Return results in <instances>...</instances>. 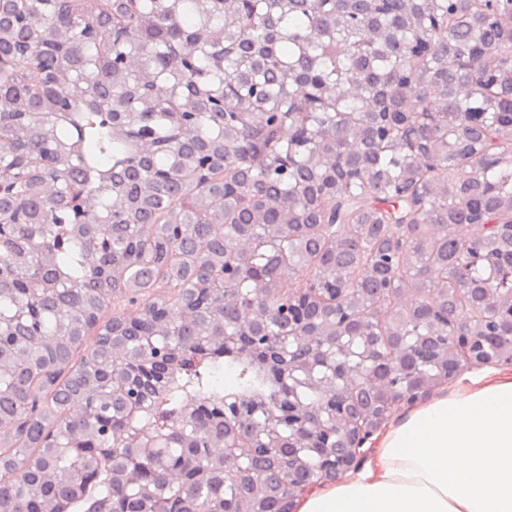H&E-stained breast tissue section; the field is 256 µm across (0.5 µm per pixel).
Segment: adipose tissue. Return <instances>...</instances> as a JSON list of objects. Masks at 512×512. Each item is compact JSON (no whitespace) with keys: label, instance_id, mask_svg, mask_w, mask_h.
Masks as SVG:
<instances>
[{"label":"adipose tissue","instance_id":"adipose-tissue-1","mask_svg":"<svg viewBox=\"0 0 512 512\" xmlns=\"http://www.w3.org/2000/svg\"><path fill=\"white\" fill-rule=\"evenodd\" d=\"M296 512H512V378L410 411L357 473L312 490Z\"/></svg>","mask_w":512,"mask_h":512}]
</instances>
